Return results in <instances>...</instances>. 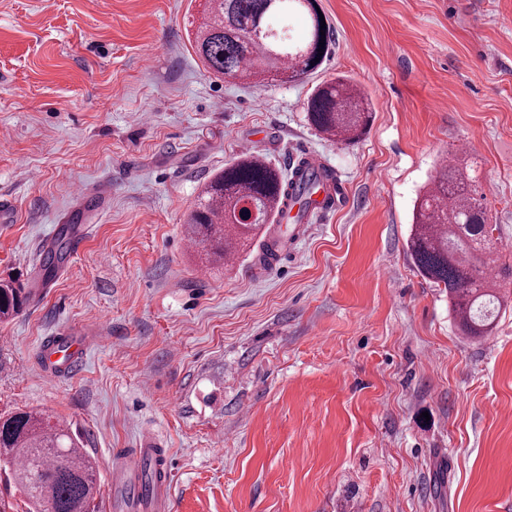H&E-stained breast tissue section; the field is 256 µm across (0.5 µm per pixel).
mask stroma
<instances>
[{
  "mask_svg": "<svg viewBox=\"0 0 512 512\" xmlns=\"http://www.w3.org/2000/svg\"><path fill=\"white\" fill-rule=\"evenodd\" d=\"M200 4L0 0V279L31 295L0 322V414L77 432L99 512H115V450L147 435L170 512H512V309L466 338L407 247L460 155L512 264V0H317L330 56L260 86L204 67ZM339 77L373 112L350 145L304 110ZM245 141L285 172L308 149L344 189L260 276L258 244L216 265L184 245ZM61 224L91 231L47 279ZM65 332L89 349L50 384L40 348Z\"/></svg>",
  "mask_w": 512,
  "mask_h": 512,
  "instance_id": "obj_1",
  "label": "stroma"
}]
</instances>
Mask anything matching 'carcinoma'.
Returning a JSON list of instances; mask_svg holds the SVG:
<instances>
[{"mask_svg":"<svg viewBox=\"0 0 512 512\" xmlns=\"http://www.w3.org/2000/svg\"><path fill=\"white\" fill-rule=\"evenodd\" d=\"M292 13L306 17L300 41L289 37L287 25L273 23ZM331 38L330 25L319 20L317 0H204L193 48L217 76L250 81L288 69L294 81L322 65ZM305 110L312 126L338 144L359 140L372 120L363 93L341 78L318 87ZM318 182L314 170L286 179L265 159L243 154L204 186L188 232L220 262L273 223L279 189L304 206ZM491 234L468 166L458 158L440 165L416 206L408 247L420 274L448 289L460 329L472 338L489 335L502 306L488 276L495 263ZM69 249L70 237L62 231L44 254V270L53 272ZM28 300L25 289L1 280L0 321L16 317ZM0 463L26 490L33 512H95L94 462L81 438L50 417L29 410L0 416Z\"/></svg>","mask_w":512,"mask_h":512,"instance_id":"obj_1","label":"carcinoma"}]
</instances>
